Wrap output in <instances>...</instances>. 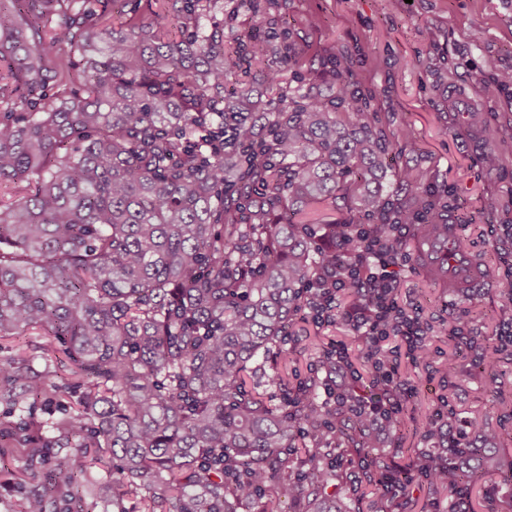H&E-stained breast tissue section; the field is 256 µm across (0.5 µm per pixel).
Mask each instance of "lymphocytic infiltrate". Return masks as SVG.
<instances>
[{"instance_id":"obj_1","label":"lymphocytic infiltrate","mask_w":512,"mask_h":512,"mask_svg":"<svg viewBox=\"0 0 512 512\" xmlns=\"http://www.w3.org/2000/svg\"><path fill=\"white\" fill-rule=\"evenodd\" d=\"M339 252L326 258L307 290V317L317 323L344 321L355 335L365 338L370 363V376L378 397L359 390L355 381L357 370L352 366L348 350L338 341L328 343L321 363L334 375L323 393L328 400L329 414L343 416L364 425L373 436L390 435L401 418L404 405L416 393L411 382L402 380L400 359L415 367L427 368L432 363L428 332L417 314L409 312L397 300V270L407 263L405 254L390 246L374 244L363 256H350L346 240H339ZM361 293L362 307L344 310L338 304L341 292ZM396 338L393 349H385L389 338ZM406 467L382 470L377 484L390 499L400 501L410 493L412 481L437 483L448 478V459L433 458L429 467L407 479Z\"/></svg>"}]
</instances>
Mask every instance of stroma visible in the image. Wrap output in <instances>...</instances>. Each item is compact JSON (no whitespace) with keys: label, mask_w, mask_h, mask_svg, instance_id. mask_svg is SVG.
<instances>
[{"label":"stroma","mask_w":512,"mask_h":512,"mask_svg":"<svg viewBox=\"0 0 512 512\" xmlns=\"http://www.w3.org/2000/svg\"><path fill=\"white\" fill-rule=\"evenodd\" d=\"M283 23L301 49L296 81L329 89L319 55L329 47L347 57L362 92L371 95L375 127L393 142L391 169H412L420 188L447 198L441 221L460 227V240L487 275L482 287L455 295L433 286L407 241V265L398 271L401 305L433 327L434 359L455 355L454 388L438 376L402 362V379L415 382L416 395L404 426L392 440L398 465L418 458L425 442L415 424L429 418L440 396L461 415L499 426L498 400L512 402V350L496 357L498 393L484 386V373L473 349L459 346L455 316L479 341H495L512 325V302L496 281L512 269V240L496 236L500 224H512V86L493 99L472 77L492 78L512 69V0H288ZM498 157L487 169V152ZM496 208H488V199ZM299 342L292 349L288 382L306 381L330 341L347 344L360 373L370 364L361 340L341 324L296 322Z\"/></svg>","instance_id":"1"}]
</instances>
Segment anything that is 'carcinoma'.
<instances>
[{
    "instance_id": "obj_1",
    "label": "carcinoma",
    "mask_w": 512,
    "mask_h": 512,
    "mask_svg": "<svg viewBox=\"0 0 512 512\" xmlns=\"http://www.w3.org/2000/svg\"><path fill=\"white\" fill-rule=\"evenodd\" d=\"M116 2L0 0V339L38 330L77 377L0 363V438L24 450L17 485L38 479L19 512H363L317 455L305 481L267 466L303 428L313 448L337 434L369 456L359 425H324L316 382L290 406L289 389L273 404L246 378L259 355L288 362L308 283L336 253V221L300 224L302 208L341 198L345 224L376 214L395 248L387 206L414 211L424 254L448 225L420 191L383 195L390 141L333 49V95L280 86L287 0H156L177 37ZM242 12L251 32L228 57L224 26ZM253 72L279 95L254 97ZM67 394L77 411L39 419ZM480 441L448 449L467 492L512 479Z\"/></svg>"
}]
</instances>
